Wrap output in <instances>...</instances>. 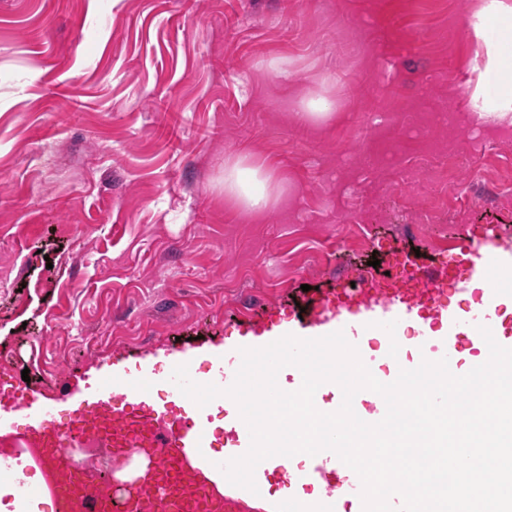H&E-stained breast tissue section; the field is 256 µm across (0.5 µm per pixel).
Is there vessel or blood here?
<instances>
[{"instance_id": "1", "label": "vessel or blood", "mask_w": 512, "mask_h": 512, "mask_svg": "<svg viewBox=\"0 0 512 512\" xmlns=\"http://www.w3.org/2000/svg\"><path fill=\"white\" fill-rule=\"evenodd\" d=\"M459 257L469 264L471 276L479 285V300L467 310H457L442 301L440 285L451 278L447 266L442 265L418 269V287L398 289L385 299L369 288L349 300L315 297L311 301L312 320L290 327L289 332L301 338H320L340 330L359 347L368 334L378 333L385 339L386 356L394 368L401 369L405 363L400 331L409 323L415 331H423L417 317L420 309L427 306L448 329L447 335L437 338L432 359L455 360L459 337L465 330L481 344L479 329L483 326L492 328L499 344L512 348V336L496 329L493 320V313L506 294L501 283L512 275V255L503 254L491 238L484 237L461 250ZM272 341L266 328L244 322L236 339L212 353L209 383L221 388L230 386L241 362L240 348L263 347ZM488 356V347L481 344L477 363H484ZM161 386L150 372H143L135 381L126 378L116 365L95 385L46 401L1 373L0 432L24 436L33 447L46 449L41 475L56 477L61 486L68 484L71 476L59 466L60 451L75 446L87 433H100L102 441L116 453L127 448L159 449L146 479L154 491L158 512H174L182 496L179 478L188 468L194 471L198 494L221 490L225 505L236 506L238 512H343L344 499L359 503L358 476L341 480L339 474L345 465L329 451L313 456L311 467L298 476L299 481L326 486V494L320 497L309 499L296 494L283 499L231 485L216 467L218 458L212 452L214 440L206 409L198 407L170 382L162 386L170 398L168 405H158L154 394ZM224 438L232 442L236 455H243L249 448L248 428L230 399L225 402Z\"/></svg>"}]
</instances>
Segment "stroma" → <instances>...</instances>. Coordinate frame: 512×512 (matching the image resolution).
Returning <instances> with one entry per match:
<instances>
[{"mask_svg":"<svg viewBox=\"0 0 512 512\" xmlns=\"http://www.w3.org/2000/svg\"><path fill=\"white\" fill-rule=\"evenodd\" d=\"M460 0H0V360L52 398L148 348L209 352L250 320L297 323L312 289L418 254L435 266L512 202L471 204L470 145L434 123L501 88L512 14L474 30ZM330 101V119L303 113ZM421 133H400L404 116ZM453 149L459 193L431 171L409 191L391 157ZM368 165H360L358 156ZM250 159L282 189L249 216L224 166ZM437 198L443 221L412 235Z\"/></svg>","mask_w":512,"mask_h":512,"instance_id":"35a3bbf8","label":"stroma"}]
</instances>
